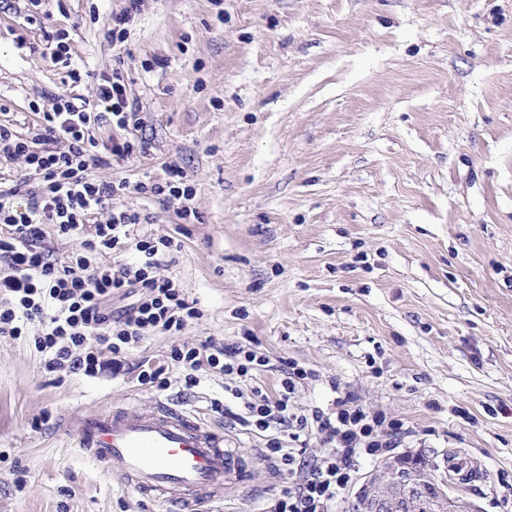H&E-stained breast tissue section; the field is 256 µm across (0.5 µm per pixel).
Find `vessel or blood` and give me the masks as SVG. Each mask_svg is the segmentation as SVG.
Here are the masks:
<instances>
[{
    "mask_svg": "<svg viewBox=\"0 0 512 512\" xmlns=\"http://www.w3.org/2000/svg\"><path fill=\"white\" fill-rule=\"evenodd\" d=\"M81 450L142 496L210 512L214 488L243 482L245 464L223 433L196 415L159 404L119 408L62 422Z\"/></svg>",
    "mask_w": 512,
    "mask_h": 512,
    "instance_id": "vessel-or-blood-1",
    "label": "vessel or blood"
}]
</instances>
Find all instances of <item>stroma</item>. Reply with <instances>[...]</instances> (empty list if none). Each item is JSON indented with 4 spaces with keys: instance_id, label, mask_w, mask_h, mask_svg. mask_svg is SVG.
I'll use <instances>...</instances> for the list:
<instances>
[{
    "instance_id": "35a3bbf8",
    "label": "stroma",
    "mask_w": 512,
    "mask_h": 512,
    "mask_svg": "<svg viewBox=\"0 0 512 512\" xmlns=\"http://www.w3.org/2000/svg\"><path fill=\"white\" fill-rule=\"evenodd\" d=\"M129 6L0 0V123L26 131L30 101L90 98L121 72L141 123L98 137L150 150L95 175L185 173L195 221L133 191L115 204L151 213L139 233L181 240L158 274L202 315L135 344L118 378L48 374L30 337H0V512H170L60 428L160 403L224 430L247 466L217 512H264L300 475L211 411L223 376L185 388L170 350L208 338L268 358L241 392L275 393L296 363L315 374L296 412L349 391L402 423L395 455L447 451L477 469L459 496L512 512V0H142L108 41ZM61 28L77 85L43 52ZM145 362L167 390L138 384ZM141 0H130V10L125 13L112 16L104 25L105 37L112 42H124L127 35V27L131 20V12L137 10V4Z\"/></svg>"
}]
</instances>
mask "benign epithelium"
Instances as JSON below:
<instances>
[{"mask_svg": "<svg viewBox=\"0 0 512 512\" xmlns=\"http://www.w3.org/2000/svg\"><path fill=\"white\" fill-rule=\"evenodd\" d=\"M353 512H474L448 493V472L427 462L416 467L396 457L365 476L353 493Z\"/></svg>", "mask_w": 512, "mask_h": 512, "instance_id": "7a95c632", "label": "benign epithelium"}]
</instances>
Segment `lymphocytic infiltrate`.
I'll return each mask as SVG.
<instances>
[{"label": "lymphocytic infiltrate", "instance_id": "obj_1", "mask_svg": "<svg viewBox=\"0 0 512 512\" xmlns=\"http://www.w3.org/2000/svg\"><path fill=\"white\" fill-rule=\"evenodd\" d=\"M138 124L137 107L129 102L125 79L117 71L100 76L94 99L54 95L51 109L29 133L0 124V161L23 160L41 178L37 186L24 178L0 183V260L5 263L0 271V337L21 336L28 325H36L34 346L47 372L94 375L102 352L120 354L155 333L181 335L201 316L176 281L156 273L162 257L180 251V241L138 234V225L149 223V215L112 205L132 189L162 204L180 201V218L190 220L196 214L195 192L184 173L172 167L166 180L135 182L125 177L103 181L93 174L111 158L147 150L143 140L103 146L96 129ZM96 215L101 223H93ZM51 233L78 241V249L63 259L53 257L44 245ZM129 248L137 252L136 262L111 263L112 251ZM121 298L125 306L113 309V301ZM170 359L184 369L189 388L204 373L246 380L268 364L255 352L210 339L194 347L173 346ZM310 377V371L292 365L276 395L256 386L241 410L211 405L213 412L238 416L255 432L269 434L271 457L288 467L296 462L292 444L302 433L320 436L319 455L268 512H330L351 483L358 459L394 448L402 429L400 422L368 411L342 390L330 410L295 412L291 398Z\"/></svg>", "mask_w": 512, "mask_h": 512}]
</instances>
